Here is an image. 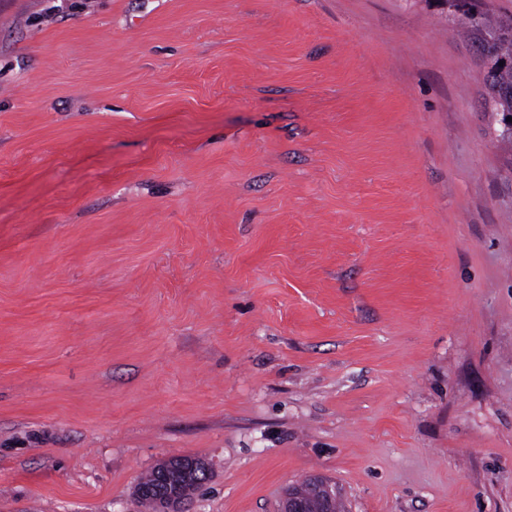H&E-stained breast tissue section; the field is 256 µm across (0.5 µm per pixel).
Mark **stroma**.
Instances as JSON below:
<instances>
[{
	"mask_svg": "<svg viewBox=\"0 0 512 512\" xmlns=\"http://www.w3.org/2000/svg\"><path fill=\"white\" fill-rule=\"evenodd\" d=\"M433 0H0V512H512V148ZM190 459H175L162 463L141 477L135 488V496L148 511H154V500L159 491H178L190 496L203 484L206 475ZM309 488L318 498L321 504V512H341L342 506L338 502L336 506V488L321 479H313ZM337 509V511H335Z\"/></svg>",
	"mask_w": 512,
	"mask_h": 512,
	"instance_id": "1",
	"label": "stroma"
}]
</instances>
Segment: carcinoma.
<instances>
[{
    "label": "carcinoma",
    "mask_w": 512,
    "mask_h": 512,
    "mask_svg": "<svg viewBox=\"0 0 512 512\" xmlns=\"http://www.w3.org/2000/svg\"><path fill=\"white\" fill-rule=\"evenodd\" d=\"M463 24L469 35L477 38L478 43L486 41L502 24L503 19L493 20L485 14L474 15L462 12ZM512 89V68L497 69L491 75L490 91ZM206 480L201 468L190 459H175L162 463L141 477L135 488V496L148 512L154 510V500L160 491H178L183 496H191Z\"/></svg>",
    "instance_id": "obj_1"
}]
</instances>
